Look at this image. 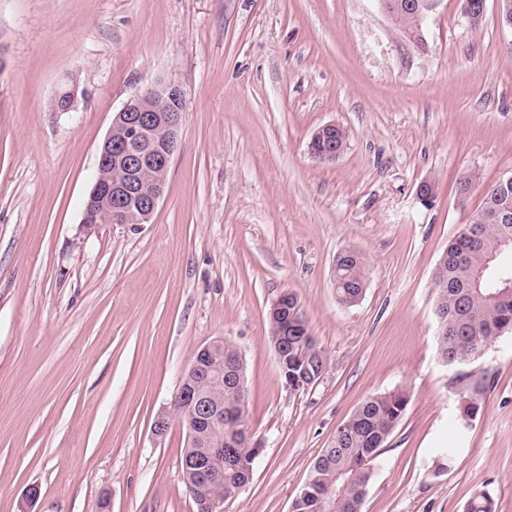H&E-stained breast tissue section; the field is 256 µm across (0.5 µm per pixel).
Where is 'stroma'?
I'll return each mask as SVG.
<instances>
[{
	"label": "stroma",
	"instance_id": "obj_1",
	"mask_svg": "<svg viewBox=\"0 0 512 512\" xmlns=\"http://www.w3.org/2000/svg\"><path fill=\"white\" fill-rule=\"evenodd\" d=\"M424 38L378 0H0V512H98L104 497L111 512H196L186 431L152 424L216 338L245 361L259 449L222 512H292L337 427L397 391L408 404L361 512H465L480 491L512 512V333L445 364L434 288L449 240L512 172V30L496 0L476 28L442 0ZM168 81L185 116L164 198L149 223L83 232L114 112ZM66 82L74 106L53 111ZM327 123L348 134L333 163L308 153ZM345 250L367 263L351 307L334 289ZM285 292L327 361L304 391L270 339ZM462 373L484 388L461 433Z\"/></svg>",
	"mask_w": 512,
	"mask_h": 512
}]
</instances>
